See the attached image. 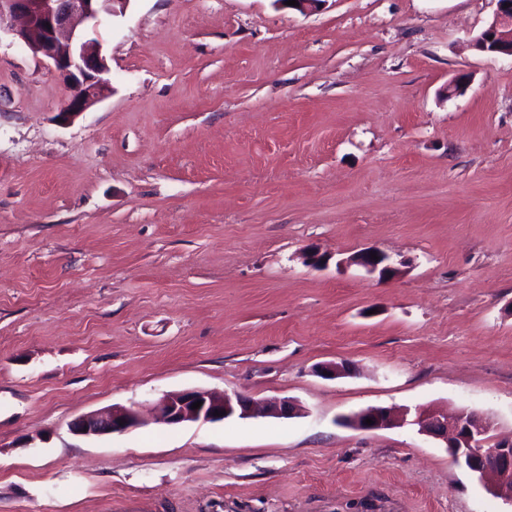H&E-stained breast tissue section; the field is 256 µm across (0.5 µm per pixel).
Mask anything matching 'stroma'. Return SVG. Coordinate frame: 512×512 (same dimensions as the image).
<instances>
[{
	"instance_id": "stroma-1",
	"label": "stroma",
	"mask_w": 512,
	"mask_h": 512,
	"mask_svg": "<svg viewBox=\"0 0 512 512\" xmlns=\"http://www.w3.org/2000/svg\"><path fill=\"white\" fill-rule=\"evenodd\" d=\"M494 10L130 0L67 125L50 62L0 38V512H512L416 427L342 422L467 409L512 438V59L472 45ZM187 389L300 412L69 430ZM371 253H376L378 259H371ZM389 260L390 259L386 254L377 251V249L371 248L356 254L349 259V262L350 264L363 267L369 273L376 272L379 269L380 275L383 276L392 272L394 269L392 264L389 263ZM119 421H122L123 425H120ZM146 422L139 407L135 404L118 405L104 411L90 412L74 419L70 423V431L77 436H100L122 433ZM358 414H355L353 417H350L348 421L351 424L355 425L356 418ZM367 418H371L374 421V424L368 425L365 423ZM398 423L395 422L390 412L383 407H370L367 410H364L357 419L356 426L361 430H377L382 428H388L396 425Z\"/></svg>"
}]
</instances>
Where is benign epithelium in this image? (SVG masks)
Wrapping results in <instances>:
<instances>
[{"label": "benign epithelium", "instance_id": "7a95c632", "mask_svg": "<svg viewBox=\"0 0 512 512\" xmlns=\"http://www.w3.org/2000/svg\"><path fill=\"white\" fill-rule=\"evenodd\" d=\"M130 0H0V34L11 37L35 56L49 60L61 77L67 97L58 112L69 122L97 103L108 90L104 75L106 58L88 38L102 22L123 12ZM497 8L492 21L474 38L485 52L512 57V0H495ZM376 258H371V254ZM349 263L369 273L385 275L393 271L389 257L374 248L362 251ZM200 401L198 409L193 403ZM222 415H215V411ZM299 408L289 399L255 402L240 395L216 394L194 389L163 395L152 406L151 421L165 425L186 422H218L238 416L257 415L282 419L297 414ZM372 419L373 424L365 423ZM146 423L139 407L113 406L104 411L84 414L70 423L77 436H100L122 433ZM419 431L446 443L452 456L483 477H492L488 490L495 496L512 500V439L495 440L490 436L491 417L476 411L458 412L444 408L417 409L412 420L402 419ZM396 425L383 407L363 411L356 426L361 430H377Z\"/></svg>", "mask_w": 512, "mask_h": 512}]
</instances>
